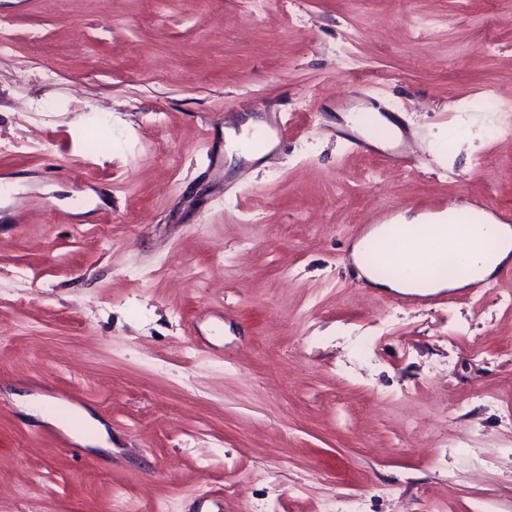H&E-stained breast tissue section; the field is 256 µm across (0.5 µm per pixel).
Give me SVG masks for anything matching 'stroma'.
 Segmentation results:
<instances>
[{"instance_id": "1", "label": "stroma", "mask_w": 512, "mask_h": 512, "mask_svg": "<svg viewBox=\"0 0 512 512\" xmlns=\"http://www.w3.org/2000/svg\"><path fill=\"white\" fill-rule=\"evenodd\" d=\"M376 104L402 142L337 132ZM0 177V512H512V264L421 300L349 257L512 206V0H0ZM78 413L83 418L90 430L87 432H76L75 437L77 441L82 445H110L108 442L109 436L105 426L91 417L86 411H79Z\"/></svg>"}]
</instances>
